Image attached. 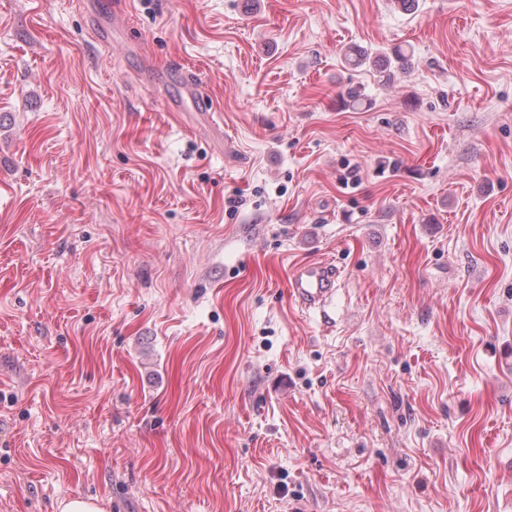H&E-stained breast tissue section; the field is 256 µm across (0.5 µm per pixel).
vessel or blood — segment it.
<instances>
[{"mask_svg": "<svg viewBox=\"0 0 512 512\" xmlns=\"http://www.w3.org/2000/svg\"><path fill=\"white\" fill-rule=\"evenodd\" d=\"M178 92L170 100L172 111L181 112L185 107L205 112L209 101L200 90V83L194 73L185 69L175 72ZM340 285V271L328 261L304 262L292 269L288 286L292 297L304 308L314 311L325 310Z\"/></svg>", "mask_w": 512, "mask_h": 512, "instance_id": "vessel-or-blood-1", "label": "vessel or blood"}]
</instances>
